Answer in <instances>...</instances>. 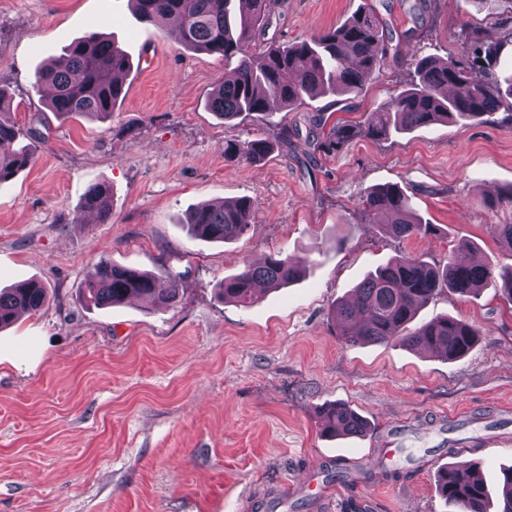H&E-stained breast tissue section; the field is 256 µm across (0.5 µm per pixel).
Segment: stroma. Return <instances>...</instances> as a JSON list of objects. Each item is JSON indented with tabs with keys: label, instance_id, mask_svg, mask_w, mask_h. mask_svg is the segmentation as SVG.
I'll return each mask as SVG.
<instances>
[{
	"label": "stroma",
	"instance_id": "stroma-1",
	"mask_svg": "<svg viewBox=\"0 0 512 512\" xmlns=\"http://www.w3.org/2000/svg\"><path fill=\"white\" fill-rule=\"evenodd\" d=\"M390 30L397 55L363 91L306 100L225 128L207 107L231 68L139 20L130 0H0V85L21 131H38L35 164L0 185V288L43 280L37 313L0 330V512H448L436 472L448 444L476 465L492 494L512 466V305L499 289L443 294L440 315L477 326L463 359L391 345L344 344L332 313L370 271L404 252L447 262L456 237L478 258L512 255L493 227L512 207L486 198L512 188V125L439 124L385 141L361 137L338 155L315 152L312 117L362 121L413 77L412 62L460 56L459 33L512 29V11L469 0H278L262 44L308 37L360 9ZM97 31L130 57L125 97L111 118L57 119L33 74ZM298 129L287 151L256 165L224 160L230 135ZM112 187V217L75 223L85 190ZM388 183L411 196L439 235L394 242L363 221L364 191ZM249 198L248 232L230 243L190 235L185 215L206 202ZM283 251L306 273L259 291L248 308L218 286L245 264ZM133 267L180 296L147 310L130 300L86 307L79 289L99 260ZM344 402L366 416L363 437L321 434V407ZM400 432L412 475L373 478L384 442ZM349 464L347 482L307 497L325 464Z\"/></svg>",
	"mask_w": 512,
	"mask_h": 512
}]
</instances>
